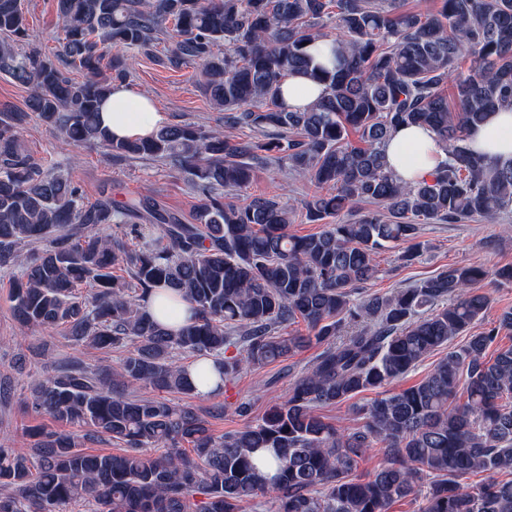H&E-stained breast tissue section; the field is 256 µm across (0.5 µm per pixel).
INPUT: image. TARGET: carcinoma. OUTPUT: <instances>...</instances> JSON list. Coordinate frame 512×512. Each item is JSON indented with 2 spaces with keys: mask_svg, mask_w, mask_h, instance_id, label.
I'll list each match as a JSON object with an SVG mask.
<instances>
[{
  "mask_svg": "<svg viewBox=\"0 0 512 512\" xmlns=\"http://www.w3.org/2000/svg\"><path fill=\"white\" fill-rule=\"evenodd\" d=\"M55 2L48 54L17 49L30 37L26 13L21 0H0V74L29 90L27 111L0 112V269L10 271L23 327L59 329L93 350H132L117 374L68 360L31 385L26 411L59 428L25 429L28 454L0 447V512H242L256 499L266 512H388L426 481L419 512H512V346L486 358L500 332H512L511 309L417 384L373 400L358 428L316 413L402 378L485 315L490 298L473 288L489 276L481 264L450 266L389 295L356 294L377 273V250L403 244L404 263L420 255L419 225L512 207V162L486 161L464 136L512 102V0H439L426 12L403 0ZM169 32L177 41L168 64H199L198 87L224 125L255 137L234 142L176 124L115 142L100 126V103L127 75L107 45L148 51ZM320 38L338 44L331 70L308 52ZM299 70L324 93L291 111L281 84ZM32 116L69 144L100 145L116 161L163 158L191 174L201 197L195 223L152 197L84 201L68 174L22 147L20 127ZM405 126L430 128L447 153L414 185L395 177L383 152ZM353 132L361 145L350 143ZM271 157L315 188L303 209L320 232H288L294 210L274 196L224 200ZM343 211L350 219L324 223ZM114 224L131 225L142 243L106 235ZM161 286L192 306L178 332L144 309ZM298 321L309 335H277ZM313 342L323 349L288 398L257 420L240 403L238 430L215 436L201 411L168 398L195 395L177 352L212 360L227 383ZM138 384L156 394H131ZM460 388L466 402L456 405ZM101 435L125 448L83 450ZM377 446L380 467L356 474ZM478 473L487 474L482 485L467 483Z\"/></svg>",
  "mask_w": 512,
  "mask_h": 512,
  "instance_id": "1",
  "label": "carcinoma"
}]
</instances>
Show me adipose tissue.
Listing matches in <instances>:
<instances>
[{
	"label": "adipose tissue",
	"instance_id": "adipose-tissue-1",
	"mask_svg": "<svg viewBox=\"0 0 512 512\" xmlns=\"http://www.w3.org/2000/svg\"><path fill=\"white\" fill-rule=\"evenodd\" d=\"M99 119L117 140L149 137L166 121L147 96L120 83L113 84L111 95L103 101ZM466 140L472 150L488 160H512V105L506 103L489 112L483 123L467 129ZM385 155L389 169L406 183L429 178L446 158L435 133L418 126L404 127L393 134Z\"/></svg>",
	"mask_w": 512,
	"mask_h": 512
}]
</instances>
